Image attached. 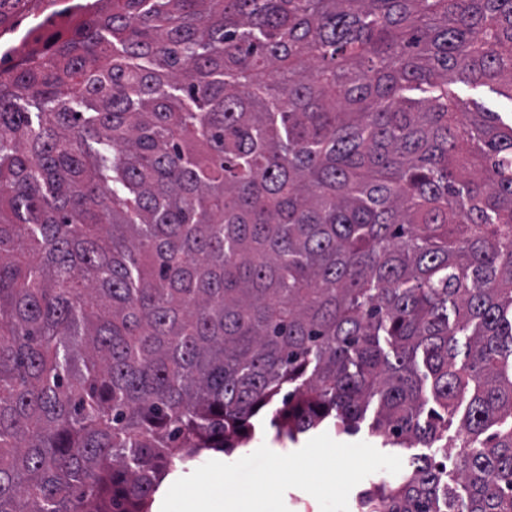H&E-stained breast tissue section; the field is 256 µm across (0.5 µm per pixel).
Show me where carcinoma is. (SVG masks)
Masks as SVG:
<instances>
[{
  "instance_id": "cac0c4a2",
  "label": "carcinoma",
  "mask_w": 512,
  "mask_h": 512,
  "mask_svg": "<svg viewBox=\"0 0 512 512\" xmlns=\"http://www.w3.org/2000/svg\"><path fill=\"white\" fill-rule=\"evenodd\" d=\"M0 72V512H149L328 419L512 512V0H102ZM415 458L360 512H453ZM458 97L466 104V106L475 112L479 110H489L491 112H499L504 122L509 123L512 114V103L503 95L497 93L492 87H478L459 83L457 88ZM376 402L373 401L368 411L365 414V418L360 422V428L354 434H345L338 431L333 424H322L316 429H312L306 433L299 434L296 442H291L288 439H282L280 441L275 439V428L270 425L271 415L263 419L261 422L256 423L254 437L243 447L237 448L230 454L217 453L213 455L200 456L196 460L189 462L186 465L177 467L171 472L160 484L157 492L154 495V502L152 504L150 512H158L159 504L164 498L170 486L179 478L184 477L192 473L195 469L203 465L209 460H220L223 462H230L235 459H241L255 450H257L262 444H265L270 450L278 454H289L302 448L308 440L318 436L322 433H327L334 441L340 443H354L364 441L382 453L397 455L401 457L403 462L402 470L392 475L386 471H378L362 480L356 485L350 492L348 499L349 512H359L358 510V496L359 493L370 487L373 483L393 482L401 478L406 470L408 460L414 454H421L426 452V448L421 445H416L412 448H400L391 445H384L382 438L371 435L370 424L374 420L376 411Z\"/></svg>"
}]
</instances>
